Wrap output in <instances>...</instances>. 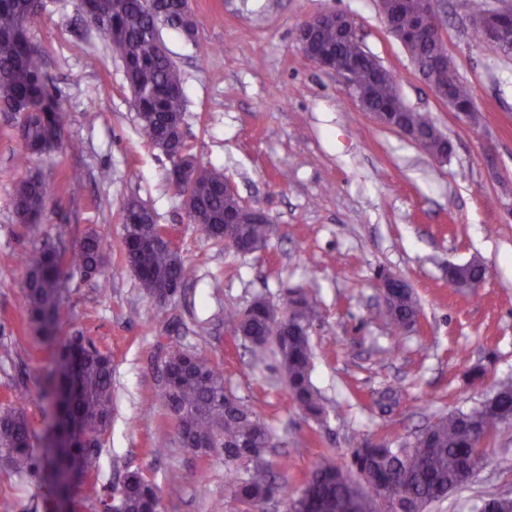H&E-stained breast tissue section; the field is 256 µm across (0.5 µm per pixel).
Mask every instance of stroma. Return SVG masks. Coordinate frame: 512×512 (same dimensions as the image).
<instances>
[{"instance_id":"obj_1","label":"stroma","mask_w":512,"mask_h":512,"mask_svg":"<svg viewBox=\"0 0 512 512\" xmlns=\"http://www.w3.org/2000/svg\"><path fill=\"white\" fill-rule=\"evenodd\" d=\"M498 0H438L449 56L474 92L477 124L460 120L427 89L389 33L377 0H191L194 39L160 25L180 68L184 131L201 162L224 172L247 205L266 211L273 232L248 255L207 241L168 180L169 159L147 144L122 61L82 17L81 0H45L29 27L44 70L60 93L62 145L25 156L15 115L0 112V406L19 404L42 454L56 409L47 394L56 342L83 333L112 353L115 411L100 452L99 481L146 471L164 512H243L227 487L223 454L195 457L176 444L157 397L164 348L188 347L217 362L226 385L277 434L271 460L284 494L258 512H289L303 475L321 458L350 463L357 441L404 437L434 418L467 410L512 381V57L474 33L477 8ZM354 15L361 42L394 73L406 105L428 113L448 137V163L399 132L375 124L342 81L310 62L296 41L302 19L323 10ZM37 174L51 188L44 214L21 223L18 180ZM137 197L169 226L196 276L183 295L149 299L120 251L122 207ZM102 238L105 276L67 277L54 342L43 341L20 306V253L56 243L72 249L88 229ZM472 259L488 270L482 288L450 287L448 266ZM401 275L421 306L416 330L390 325L378 274ZM301 287L319 318L311 330L312 382L321 420L294 409L269 363L232 334L224 311L266 298L282 308ZM486 371L470 379V368ZM25 399H18V391ZM160 439L172 443L153 456ZM512 432L485 452L472 484L432 512H473L481 500L512 495ZM15 512H55L46 476L0 466V500Z\"/></svg>"}]
</instances>
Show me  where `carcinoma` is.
<instances>
[{"instance_id":"carcinoma-1","label":"carcinoma","mask_w":512,"mask_h":512,"mask_svg":"<svg viewBox=\"0 0 512 512\" xmlns=\"http://www.w3.org/2000/svg\"><path fill=\"white\" fill-rule=\"evenodd\" d=\"M41 8L42 0H0V110L19 114L18 136L28 154H40L61 143L59 96L49 85L40 51L28 38V28ZM82 11L86 22L104 35L122 60L141 137L152 147L165 150L181 136L185 95L182 72L163 51L157 21L163 16L186 38H193L196 28L188 26L181 0H82ZM395 22L403 31L419 26L438 32L445 24L439 13L421 11L420 0H407ZM317 42L342 56L358 48L355 42L336 40L332 26L319 31ZM441 61L448 66V73L456 71L440 39L421 46L413 58L418 73L431 84L442 81ZM376 65L371 61L354 74V84L365 93L368 108L401 113L423 135L421 150L440 152L445 136L427 115L402 105L396 76ZM448 93L463 110L473 104L472 87L459 77L448 85ZM224 180V173L205 166L193 185L177 193L192 197L190 220L204 236L228 246L224 211L238 206L239 201L224 194ZM49 192L40 177L22 178L14 197L19 218L32 223L41 216ZM122 211L127 227L121 251L131 270H144L139 276L143 290L188 284L194 266L179 250L153 244L161 225L141 201L127 199ZM238 234L243 241L264 243L271 235V225L240 224ZM20 262L25 268L21 305L44 340L54 338L63 277L73 271L88 277L105 274L101 237L93 229L66 260L57 248L45 245L22 256ZM418 312L420 304L413 289L402 288L395 293L387 316L396 330L407 332ZM317 317L316 305L302 288L288 291L286 311L278 322L269 318L265 305L255 301L243 310L224 312L225 322L248 338L255 356H274L292 406L314 419L323 409L311 380L314 353L310 333L301 326L312 325ZM164 362L176 371L186 365L190 368L176 386L158 387V397L175 421L179 443L198 456H208L214 450L224 453L231 493L253 512L279 493L270 475L254 478L247 474L252 456L267 454L275 432L253 407L236 396L229 397L224 371L210 358L194 350L171 348L166 350ZM49 381L60 388L72 384L74 394L64 406L80 422L85 438L69 443L62 460L51 455L37 459L23 411L7 405L0 409V464L21 476L65 468L69 477L61 491L72 498L94 501L103 509L112 497V487H101L88 478L99 455V449L89 443H100L112 425V355L93 341H85L80 333L69 336L59 345L57 369ZM505 430H512V383L499 384L487 403L435 419L425 433L411 439L384 436L374 442L361 438L350 469L327 460L315 465L299 490L302 509L362 512L359 501L369 498L370 512H427L470 482L466 470L482 469L486 443ZM119 484L124 490V512H145L148 500L161 496L154 479L139 469L126 472ZM476 512H512V499H486Z\"/></svg>"}]
</instances>
